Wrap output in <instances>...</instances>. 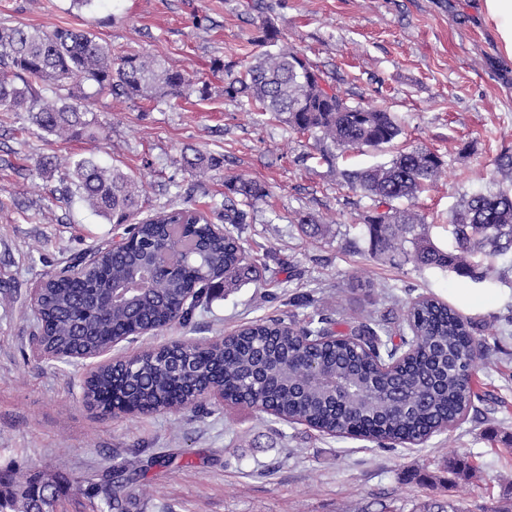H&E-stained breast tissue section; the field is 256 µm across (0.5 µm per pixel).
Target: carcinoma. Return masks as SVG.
<instances>
[{"label": "carcinoma", "instance_id": "obj_1", "mask_svg": "<svg viewBox=\"0 0 512 512\" xmlns=\"http://www.w3.org/2000/svg\"><path fill=\"white\" fill-rule=\"evenodd\" d=\"M258 42L266 50L242 72L221 58L211 62L213 71L224 73V97L245 99L296 132L313 136L321 158L328 162L336 150L378 149L402 134L393 113L351 106L324 84L271 21L262 22ZM210 93L209 83L192 79L156 56L112 57L111 48L88 31L0 25V112H27L32 124L47 135L86 134L93 125L86 119L93 100L159 94L171 97L176 107L180 98H205ZM185 163L203 174L220 161L196 152ZM442 166L430 149L413 147L387 163L341 172L344 183L373 201L363 217L367 253L490 286L496 261L512 253V194L489 187L464 196L448 217L452 243L443 248L434 241L431 225L414 209V200L438 180ZM224 186L254 202L267 196L257 181L229 177ZM59 192L87 203L108 223L124 226L133 243L100 252L76 279L52 275L42 282L39 333L49 352L93 354L105 340L147 325L160 330L175 322L185 325L208 305L214 291L234 288L253 272L241 237L248 214L231 198L224 199L223 210L209 214L181 207L140 220L137 179L116 165L103 167L92 157L65 167ZM398 200L408 206H394ZM215 219L231 225L222 237L210 227ZM192 288L200 292L187 306L184 299ZM405 321L410 336L400 337L401 345L411 341L417 353L407 367L392 374L380 373L375 365L377 360L392 359L398 350L383 319L370 318L344 335L334 331L337 322L323 315L301 329L273 318L251 323L234 339L193 353L186 381L172 373L177 354L160 349L131 365L99 369L87 381L84 396L106 412L114 400L140 409L164 408L187 389L222 382L237 398L258 395L274 404L276 419L282 422L310 423L331 435L351 433L368 423L373 425L368 439L382 447L402 444L467 414L469 406L459 402L471 382L465 369L490 350L473 336L459 309L435 297L411 303ZM303 336L320 339L308 349L316 365L357 388L344 405L336 406L319 389L297 391L279 373L300 350ZM33 478L52 493L37 496L11 474L0 472V507L8 512H58L73 489L90 497L102 492L108 509L122 507L119 486L75 487L64 473L39 470Z\"/></svg>", "mask_w": 512, "mask_h": 512}]
</instances>
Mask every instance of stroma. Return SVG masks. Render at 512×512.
Wrapping results in <instances>:
<instances>
[{
  "instance_id": "1",
  "label": "stroma",
  "mask_w": 512,
  "mask_h": 512,
  "mask_svg": "<svg viewBox=\"0 0 512 512\" xmlns=\"http://www.w3.org/2000/svg\"><path fill=\"white\" fill-rule=\"evenodd\" d=\"M103 0L94 14L71 0H0V24L86 29L113 55L150 53L211 95L169 105L165 96L91 105L95 137L59 140L32 126L28 113L0 112V469L18 480L36 470L81 481L106 471L128 494L123 512H458L512 506V257L502 282L484 287L438 269L371 257L362 214L368 198L351 191L341 170L365 169L423 146L443 161L439 181L416 208L440 246L448 215L463 196L493 184L512 192V61L501 53L479 0ZM208 16L207 26L195 23ZM271 19L350 105L395 113L404 132L384 149L327 162L311 141L248 102L225 99L213 58L240 67L259 52ZM219 159L193 176L185 154ZM94 157L135 174L145 214L174 206H221L224 179L265 185L248 214L244 247L257 275L211 301L189 327L173 326L119 344L129 356L177 339L214 340L260 319L309 310L340 320L341 333L367 317L400 322L406 307L435 295L458 307L475 337L490 344L476 359L477 394L464 421L419 445L376 443L289 425L241 406L208 399L179 411L113 415L87 405L90 364H61L31 347L32 288L65 262L103 245L112 226L79 200L58 192L60 171L44 158ZM309 213L329 225L303 233ZM310 295L313 308L295 307ZM140 456L145 472L126 484L117 468ZM460 460L466 472L447 468Z\"/></svg>"
}]
</instances>
